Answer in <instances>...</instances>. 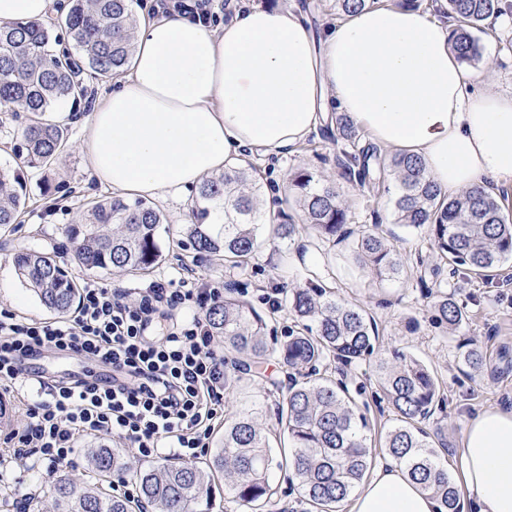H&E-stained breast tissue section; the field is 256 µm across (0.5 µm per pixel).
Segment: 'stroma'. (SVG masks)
Here are the masks:
<instances>
[{"mask_svg": "<svg viewBox=\"0 0 512 512\" xmlns=\"http://www.w3.org/2000/svg\"><path fill=\"white\" fill-rule=\"evenodd\" d=\"M484 57L495 58L498 69L490 88L499 93L512 91V22L487 25L479 36ZM89 101L64 104L50 115L51 120L68 129L70 148L46 171L29 166L19 152L20 124L11 116L0 117V167L22 171L27 181L28 196L18 224L12 231L0 234V308L14 311L19 318L53 320L27 285L17 276L12 256L22 247L56 252L60 262L69 266L78 282H95L125 291L147 287L152 281L176 277L180 263L194 264L200 277L208 282L226 285L244 282L248 298L255 307L269 311L264 297L271 289L292 287L318 273L332 281L340 297L361 306L374 317L384 345L410 351L437 370L442 382L445 406L423 426L427 431H441L446 439L439 455L445 466H452L462 432L469 418L488 407L512 408V261L506 263L492 281L478 276L462 279L451 271L447 261L430 249L421 231L394 223L391 212V190L394 180L373 196H363L357 182L343 175L336 158L345 148L337 141L332 128H319L296 148L280 154L245 152L243 161L255 165L262 178L261 202L273 207L293 210L289 200L286 173L297 166H308L335 180L341 193L353 203V231L378 227L407 260L423 259L425 268L440 267L441 279L448 291L458 294L465 308V320L455 333L438 328L430 322L428 301L420 293L416 278L371 279L355 260L352 241L336 245L314 246L311 231L299 226L293 240L278 239L272 229L262 234L263 244L243 267L227 269L223 263L208 259L194 260L178 241L184 225L192 223L194 191L174 197L166 193L153 196L152 201L163 213L169 231L162 236L165 259L146 274H118L89 271L71 263L72 246L65 227L89 202L111 195L109 187L91 179L87 160L79 148L83 126L93 104L112 89L111 79L86 77ZM269 326L284 331L293 326L294 318L287 308L269 311ZM473 343L486 356L482 372L467 371L460 363V348ZM349 389L366 386L363 396L369 405L373 423L372 438H379L390 424L389 409L379 408L372 393L377 388L374 359L342 366L334 372ZM278 394L268 392L260 378H243L239 388L224 405V417L231 420L243 414L256 418L267 430L278 431ZM9 480L17 482L25 492L36 498L39 512H52L53 485L56 474L33 472L6 460L0 462Z\"/></svg>", "mask_w": 512, "mask_h": 512, "instance_id": "obj_1", "label": "stroma"}]
</instances>
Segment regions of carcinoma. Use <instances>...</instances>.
I'll list each match as a JSON object with an SVG mask.
<instances>
[{
  "mask_svg": "<svg viewBox=\"0 0 512 512\" xmlns=\"http://www.w3.org/2000/svg\"><path fill=\"white\" fill-rule=\"evenodd\" d=\"M133 0H72L65 16L48 26L18 20L0 25V111L23 116L22 148L34 167L51 164L68 144L66 127L48 119L63 103L86 95L84 72L118 77L133 49L137 18ZM378 0H336L339 15H346ZM438 17L454 22L451 47L465 64L480 56L476 32L483 23L511 9L503 0H431ZM60 50L52 49V45ZM331 121L351 150L339 166L344 174L369 190L388 177L399 190L392 200L396 223L425 231L430 247L448 259L454 271L491 277L512 260V216L504 213L497 196L475 187L455 198L440 196L427 178L421 159L387 155L377 147L360 145L356 123L344 112ZM257 168L229 166L206 177L196 187L195 222L186 227L188 244L201 257L222 256L238 267L259 247L262 229L273 227L278 238L296 233L293 215L268 211L260 203ZM288 189L301 223L318 243H340L349 235L351 206L336 182L308 167L289 170ZM23 174L0 169V230L17 223L25 204ZM221 209L224 222L211 223ZM112 225V232L104 227ZM163 214L145 200L121 196L89 203L70 225L73 259L81 267L122 273H147L163 259L159 232ZM359 265L376 278H398L406 266L388 239L376 230H364L355 240ZM15 271L40 302L58 314L66 313L78 296L72 274L54 256L31 248L13 255ZM418 285L431 298L432 322L448 329L462 325V305L441 282ZM285 301L297 320L283 336H267L264 316L236 291L208 311L213 335L231 357L224 359V396L232 394L244 371L274 353L289 373L287 394L277 408L278 424L286 436L280 445L282 460L272 454L270 440L250 415L224 423V440L205 466L159 462L135 470L139 499L106 494L95 486L78 485L62 469L53 487L56 512H134L146 503L158 512H193L209 492L216 472L224 473L229 490L247 512H265L274 490L272 466H286L298 481L314 512H341L342 503L370 476L374 448L368 437L370 420L357 409L346 386L320 371L331 361L350 365L375 352L378 327L362 308L336 295L324 280L285 289ZM469 370L485 363L483 352L471 347L463 353ZM378 386L391 407L392 423L381 447L400 464L421 489L437 498L445 512H461L460 496L448 470L439 461L435 440L420 423L429 419L443 401L437 371L410 352L391 347L376 361ZM91 468L104 477L127 470L121 456L94 449Z\"/></svg>",
  "mask_w": 512,
  "mask_h": 512,
  "instance_id": "obj_1",
  "label": "carcinoma"
}]
</instances>
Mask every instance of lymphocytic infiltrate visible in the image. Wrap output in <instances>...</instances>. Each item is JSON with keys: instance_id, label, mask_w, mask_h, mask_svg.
Listing matches in <instances>:
<instances>
[{"instance_id": "f902f5d3", "label": "lymphocytic infiltrate", "mask_w": 512, "mask_h": 512, "mask_svg": "<svg viewBox=\"0 0 512 512\" xmlns=\"http://www.w3.org/2000/svg\"><path fill=\"white\" fill-rule=\"evenodd\" d=\"M155 281L135 300L85 283L76 311L53 321L22 320L0 309V386L22 393L24 423L0 436L11 460L48 472L70 465L81 435L123 441L141 460L165 451L193 460L224 417V357L207 314L222 288ZM76 355L90 370L65 377L30 374L42 352Z\"/></svg>"}]
</instances>
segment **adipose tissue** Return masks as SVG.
Instances as JSON below:
<instances>
[{
	"label": "adipose tissue",
	"instance_id": "obj_1",
	"mask_svg": "<svg viewBox=\"0 0 512 512\" xmlns=\"http://www.w3.org/2000/svg\"><path fill=\"white\" fill-rule=\"evenodd\" d=\"M450 25L393 5L315 32L300 14L241 4L222 30L178 11L139 14L126 72L96 104L82 148L93 177L126 198L178 194L244 150L285 152L343 112L374 145L421 158L447 197L512 192V93L477 92ZM475 512H512V410L466 425L454 464ZM349 512H441L396 462L381 463Z\"/></svg>",
	"mask_w": 512,
	"mask_h": 512
}]
</instances>
